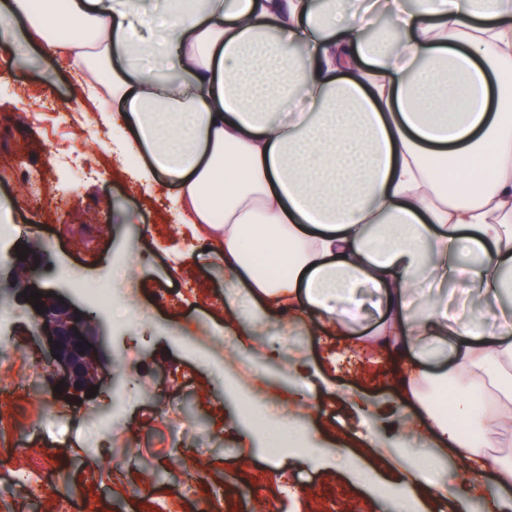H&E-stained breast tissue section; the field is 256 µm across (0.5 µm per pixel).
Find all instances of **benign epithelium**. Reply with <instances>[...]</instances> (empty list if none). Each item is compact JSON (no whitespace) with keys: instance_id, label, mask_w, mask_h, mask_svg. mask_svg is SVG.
I'll return each instance as SVG.
<instances>
[{"instance_id":"obj_1","label":"benign epithelium","mask_w":512,"mask_h":512,"mask_svg":"<svg viewBox=\"0 0 512 512\" xmlns=\"http://www.w3.org/2000/svg\"><path fill=\"white\" fill-rule=\"evenodd\" d=\"M41 266L37 259L19 264L14 280L13 291L30 296L32 291H40L39 302L42 312L35 314L38 335L50 341V351L57 357L50 358L52 374L64 379V386L81 391L92 383L93 365L105 351L102 329H93L91 315L75 308L66 298L56 292L38 289Z\"/></svg>"}]
</instances>
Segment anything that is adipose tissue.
Wrapping results in <instances>:
<instances>
[{"mask_svg": "<svg viewBox=\"0 0 512 512\" xmlns=\"http://www.w3.org/2000/svg\"><path fill=\"white\" fill-rule=\"evenodd\" d=\"M0 0V67L64 55L76 92L120 126L210 243L224 302L345 336L358 288L379 296L375 339L406 342L389 414L423 427L467 473L362 462L395 512L425 498L512 512V309L452 317L417 284L512 295V0ZM389 21L368 38V20ZM490 158L491 175L473 163ZM449 356L447 371L427 365ZM451 383L452 419L424 392Z\"/></svg>", "mask_w": 512, "mask_h": 512, "instance_id": "obj_1", "label": "adipose tissue"}]
</instances>
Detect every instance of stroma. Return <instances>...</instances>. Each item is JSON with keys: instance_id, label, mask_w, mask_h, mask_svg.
Here are the masks:
<instances>
[{"instance_id": "35a3bbf8", "label": "stroma", "mask_w": 512, "mask_h": 512, "mask_svg": "<svg viewBox=\"0 0 512 512\" xmlns=\"http://www.w3.org/2000/svg\"><path fill=\"white\" fill-rule=\"evenodd\" d=\"M77 109L66 72L38 54H25L11 73H0L1 157L39 163L62 139L74 154L106 166L105 174L91 179L73 168L57 170L36 193L21 176L0 178V202L9 203L18 227L7 261L0 262V285L8 284L26 248L43 261L42 286L51 290L61 286L55 267L94 278L105 271L112 251L127 250L137 254L138 263L117 277L142 294L164 289L177 296L204 288L208 296L181 316L157 308L153 320H135L124 338L107 336L108 358L96 366L97 395L55 397L58 406L80 416L74 428L41 416L49 350L34 330L30 307L8 302L11 322L0 330V358H26L34 368L1 375L0 381L24 392L15 438L35 449L25 460L31 474L51 473L43 495H71L78 512H133L138 499L161 502L179 494L186 512H193L199 492L183 484L191 457L200 480L223 481V512H239L238 479L252 475L260 477L263 496L277 499L279 512H306L316 503L327 512H391L389 495H370L336 471L322 469L321 461L355 433L387 440V425L378 415L358 413L335 394L354 393L373 406L392 401L401 379L398 353L370 352L354 337L326 336L315 327L288 332L273 314L264 335L242 343L238 334L248 326L250 306L241 304L236 330L228 332L223 314L211 305L212 297L224 292V271L210 263L203 243L184 229L175 235L143 233V226L161 220L178 223V207L163 185L137 181L133 169L109 163V156L122 151L119 134L104 133L93 122L83 130L52 126L55 113ZM31 112L41 113L42 122L29 121ZM297 353L307 364L302 377L294 378L287 365ZM189 370L195 383L186 387L180 375ZM247 402L258 410L288 404L287 417L307 433L310 448L269 455L268 433L257 432L242 412ZM284 418L273 413L270 427L281 426ZM116 426L128 430L132 449L112 446ZM104 443L113 457L130 451L138 456L142 472L136 481L106 472L98 482H76V469L95 465ZM47 445L60 448L49 463L36 453Z\"/></svg>"}]
</instances>
